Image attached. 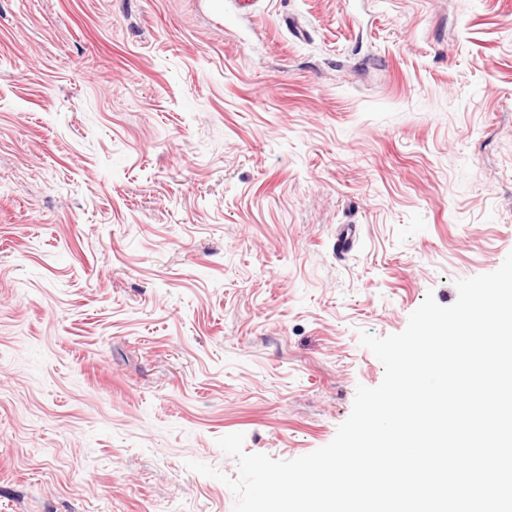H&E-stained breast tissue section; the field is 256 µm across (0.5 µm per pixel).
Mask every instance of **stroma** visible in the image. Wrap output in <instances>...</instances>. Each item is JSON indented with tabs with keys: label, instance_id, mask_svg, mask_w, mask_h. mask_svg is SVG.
<instances>
[{
	"label": "stroma",
	"instance_id": "obj_1",
	"mask_svg": "<svg viewBox=\"0 0 512 512\" xmlns=\"http://www.w3.org/2000/svg\"><path fill=\"white\" fill-rule=\"evenodd\" d=\"M511 253L512 0H0V512H233Z\"/></svg>",
	"mask_w": 512,
	"mask_h": 512
}]
</instances>
